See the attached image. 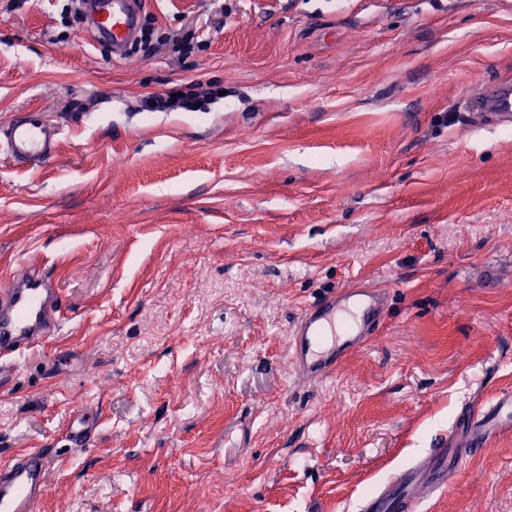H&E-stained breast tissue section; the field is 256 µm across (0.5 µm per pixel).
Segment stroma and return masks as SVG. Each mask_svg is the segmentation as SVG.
<instances>
[{"instance_id": "1", "label": "stroma", "mask_w": 512, "mask_h": 512, "mask_svg": "<svg viewBox=\"0 0 512 512\" xmlns=\"http://www.w3.org/2000/svg\"><path fill=\"white\" fill-rule=\"evenodd\" d=\"M75 9L0 0V124L68 127L42 170L0 156V288L48 273L68 316L0 370V465L49 460L35 512H357L512 390V129L470 98L512 78V0H147L123 59ZM197 82L219 96L141 107ZM343 287L381 292L380 332L303 381L293 324ZM425 508L512 512V431ZM91 411L85 408H77L76 416L69 428L70 441L77 447H85L91 432Z\"/></svg>"}]
</instances>
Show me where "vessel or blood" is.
Masks as SVG:
<instances>
[{"mask_svg": "<svg viewBox=\"0 0 512 512\" xmlns=\"http://www.w3.org/2000/svg\"><path fill=\"white\" fill-rule=\"evenodd\" d=\"M144 0H83L92 37L109 44L112 55L124 57L138 36ZM480 114L492 126L512 128V79L501 78L478 94ZM64 124L47 111L25 112L0 125V155L19 166L38 169L58 152ZM10 287L0 290V359L19 361L25 353L49 343L63 325L61 303L45 275L36 271L11 274ZM382 303L377 291L346 288L305 306L292 330L289 362L309 381L332 378L343 357L375 337ZM91 412L80 408L69 428L71 442L85 447ZM512 430V392L492 404L465 403L448 432L382 489L364 498L359 512H421L428 491L446 489L468 458L497 434ZM48 459L29 450L0 466V512H34L46 488Z\"/></svg>", "mask_w": 512, "mask_h": 512, "instance_id": "b4317fda", "label": "vessel or blood"}]
</instances>
